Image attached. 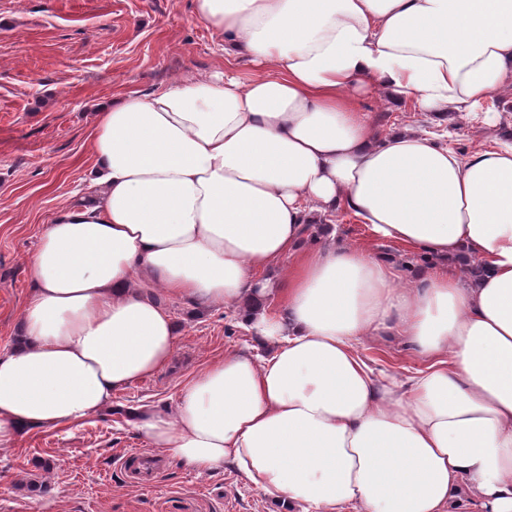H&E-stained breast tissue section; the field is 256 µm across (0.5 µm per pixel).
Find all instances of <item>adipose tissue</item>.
Returning a JSON list of instances; mask_svg holds the SVG:
<instances>
[{"label":"adipose tissue","mask_w":512,"mask_h":512,"mask_svg":"<svg viewBox=\"0 0 512 512\" xmlns=\"http://www.w3.org/2000/svg\"><path fill=\"white\" fill-rule=\"evenodd\" d=\"M190 6L254 74L227 66L100 108L92 193L43 225L0 353V447L96 416L166 367L164 292L232 309L265 350L136 414L184 467L231 466L302 512H512V145L462 158L408 125L378 138L356 107L376 92L439 121L511 88L512 0ZM341 207L442 269L397 285L321 224ZM394 330L422 362L405 382L356 351Z\"/></svg>","instance_id":"adipose-tissue-1"}]
</instances>
